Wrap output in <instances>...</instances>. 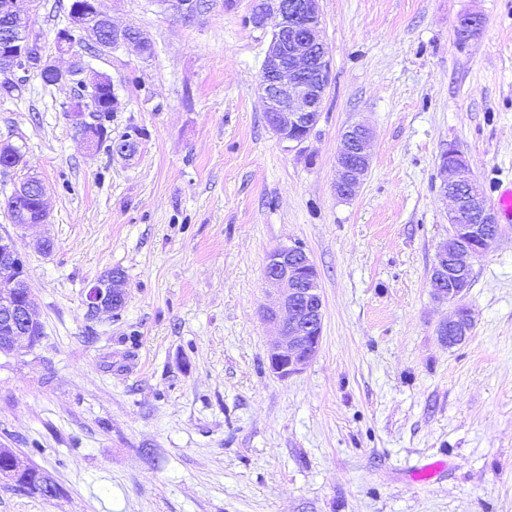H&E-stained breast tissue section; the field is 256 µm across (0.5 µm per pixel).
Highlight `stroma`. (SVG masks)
Returning a JSON list of instances; mask_svg holds the SVG:
<instances>
[{"label": "stroma", "mask_w": 512, "mask_h": 512, "mask_svg": "<svg viewBox=\"0 0 512 512\" xmlns=\"http://www.w3.org/2000/svg\"><path fill=\"white\" fill-rule=\"evenodd\" d=\"M319 5L331 81L293 148L256 90L272 31L249 23L253 0H209L189 22L164 0H103L154 47L91 62L132 158L83 142L70 88L31 75L0 97V142L25 153L0 201L33 173L49 205L26 230L0 209L43 328L0 354V445L61 487L44 499L1 481L0 512H512V223L459 303L429 286L448 145L488 207L512 182V0ZM470 13L482 30L459 40ZM354 123L373 132L372 162L342 200L336 152ZM283 245L305 248L324 301L319 351L285 380L260 318ZM111 269L126 303L89 317L87 288ZM459 304L474 326L448 347L437 328Z\"/></svg>", "instance_id": "35a3bbf8"}]
</instances>
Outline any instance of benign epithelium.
<instances>
[{"label":"benign epithelium","mask_w":512,"mask_h":512,"mask_svg":"<svg viewBox=\"0 0 512 512\" xmlns=\"http://www.w3.org/2000/svg\"><path fill=\"white\" fill-rule=\"evenodd\" d=\"M320 0H269L258 9L257 27L263 28L271 18L278 19L265 52L258 83V93L266 105L268 127L282 142L302 144L318 123L326 90L331 80V67L322 34ZM176 17L187 19L197 15L196 0H168ZM101 12L99 0H75L67 11L66 24L55 32L58 52L71 56L66 68L55 60L32 51L36 32L24 24L7 23L0 30V56L12 62L14 74L50 68L57 76L56 84L73 83L74 63L83 71L91 70L84 61L81 44L96 41L103 30L93 28L92 18ZM106 29L112 31V43L132 45L142 50L145 37L136 27H119L106 17ZM482 18L464 16L457 36L471 38L479 34ZM73 124L93 122L85 111L83 99L71 95L65 103ZM371 134L361 124L349 126L341 135L336 154L338 179L336 195L350 199L362 187L371 167ZM136 139L117 140L112 155L122 159L133 156ZM441 169L447 174L442 192L453 202L448 213V237L440 245L429 274L432 296L440 302H452L466 293L472 274L473 260L485 253L494 241L492 230L496 216L472 178L464 155L448 146L441 157ZM268 303L262 306V321L272 337L267 353L269 369L281 379L302 372L318 353L323 328L324 303L318 272L306 251L297 246H281L271 251L264 265ZM127 296L126 281L119 277L96 280L89 288L85 305L91 317L111 314L119 309ZM37 303L28 289L25 259L15 239L0 234V353H11L22 342L34 346L41 339V322L36 315ZM474 319L463 306L443 321L438 328L442 342L450 347L470 334ZM8 458V466L0 467V478L18 486L23 478L36 473L31 494L43 498L58 495L60 485L44 470L23 461L9 448H0Z\"/></svg>","instance_id":"1"}]
</instances>
